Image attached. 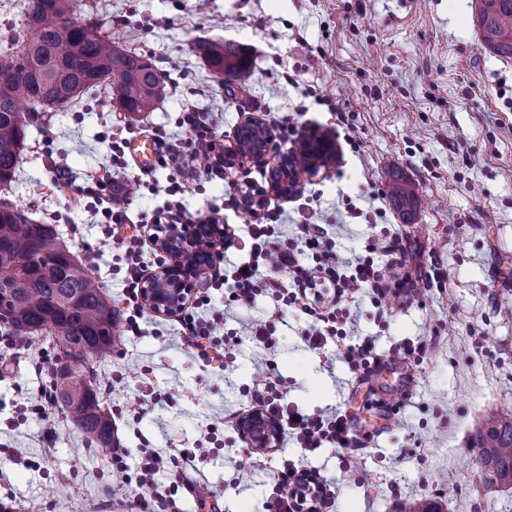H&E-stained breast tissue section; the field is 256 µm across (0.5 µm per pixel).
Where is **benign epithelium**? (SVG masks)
Listing matches in <instances>:
<instances>
[{
    "mask_svg": "<svg viewBox=\"0 0 512 512\" xmlns=\"http://www.w3.org/2000/svg\"><path fill=\"white\" fill-rule=\"evenodd\" d=\"M258 131L261 141L255 150L241 149L239 141L224 148V170L233 169L240 157L262 158L273 150V137L261 120L249 117L238 126V130ZM288 157L275 160L279 172L272 175L267 187L258 188L242 197V203L249 211L258 212L274 197L286 200L297 195L302 182L287 167ZM147 230L153 231V238L164 243L168 250V263L162 265L142 286V296L148 308L157 315L175 316L186 306L192 293L194 282L212 267L214 254L201 243H213L226 236L222 224H150ZM240 434L247 447L255 453H264L278 447L281 430L278 424L263 416L255 409L240 423Z\"/></svg>",
    "mask_w": 512,
    "mask_h": 512,
    "instance_id": "7a95c632",
    "label": "benign epithelium"
}]
</instances>
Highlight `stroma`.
I'll return each instance as SVG.
<instances>
[{
	"label": "stroma",
	"instance_id": "obj_1",
	"mask_svg": "<svg viewBox=\"0 0 512 512\" xmlns=\"http://www.w3.org/2000/svg\"><path fill=\"white\" fill-rule=\"evenodd\" d=\"M114 45L151 57L170 90L154 111L130 119L105 107L92 89L63 112L33 123L11 189L0 192L32 220L55 227L77 259L101 236L73 192L57 187L50 157L62 154L77 173L103 172L113 140L177 133L192 106L210 116L231 143L246 116L270 123L291 113L290 141L273 154L239 159L231 176L202 181L185 198L189 211L212 214L236 234L251 219L233 200L245 184L266 185L273 160L295 151L310 132L328 135L336 161L305 178L301 193L269 211L291 235L302 211L331 225L336 249L363 251L371 240L397 237L390 265L420 293L382 310L369 297L350 308L354 332L377 339L386 353L403 341L435 337L422 364L403 359L387 383L358 384L333 345L312 349L301 336L307 318L292 312L290 329L265 354L251 341L231 344L232 372L202 369L178 332L176 318L146 312L139 335L121 333L110 356L95 362L112 444L87 443L81 430L50 406L55 441L32 414L28 393L47 382L41 355L57 357L51 339L19 337L0 357V500L14 512H129V468L112 451L204 450L199 478L221 512H267L273 486L266 471L281 460L335 476L333 512H395L399 502H439L443 512H512V488L488 486L470 465L477 429L492 411L512 412V59L485 48L472 0H84ZM170 18L161 26L160 18ZM232 42L251 63L248 86L221 88L196 44ZM293 83H286V76ZM344 121H337V113ZM412 185L410 211L398 209L390 179ZM370 195L382 219L350 217L345 197ZM446 286L422 292L431 265ZM226 332L277 316L280 302L225 305ZM271 356L288 400L306 413L346 411L369 447L356 470L336 451L303 454L295 444L250 452L232 421L249 408L259 358ZM400 412L388 411L395 390ZM224 420L217 439L208 424Z\"/></svg>",
	"mask_w": 512,
	"mask_h": 512
}]
</instances>
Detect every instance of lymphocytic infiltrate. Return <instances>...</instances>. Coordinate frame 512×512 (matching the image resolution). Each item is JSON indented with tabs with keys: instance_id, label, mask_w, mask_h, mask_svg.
<instances>
[{
	"instance_id": "f902f5d3",
	"label": "lymphocytic infiltrate",
	"mask_w": 512,
	"mask_h": 512,
	"mask_svg": "<svg viewBox=\"0 0 512 512\" xmlns=\"http://www.w3.org/2000/svg\"><path fill=\"white\" fill-rule=\"evenodd\" d=\"M177 124L185 132L177 139L164 129H155L153 138L159 147L156 164L170 169L172 176L165 189L167 199L163 208L153 218L157 224H195L197 214L188 211L185 194L196 186L186 180V165L193 160L198 148H206L213 158L208 176L219 177L224 173V147L216 137L211 119L204 113L191 109L181 112ZM128 167L125 145L112 144V165L104 176L74 177L64 157L52 161V172L58 185L73 190L77 201L83 202L105 240L118 236L127 223L128 214L117 199L121 188L120 178ZM281 215L266 214L259 222L246 225L249 248L246 261L233 265L221 276L213 277L212 286L224 292L227 302L248 305L261 295H273L284 306L310 317L311 322L303 335L308 345L324 348L334 343L336 353L348 365L356 380L368 383L386 364L373 337L359 336L353 332L348 304L357 302L363 295H370L375 302H382L388 291L386 271L380 257L391 255L398 241L389 236L373 240L363 254L349 258L339 256L336 242L329 229L313 221L310 214H302L294 235L281 234L278 225ZM117 261L124 269V296L128 315L125 319L128 332L139 333V321L145 315L141 299V286L145 280L146 263L137 245H126ZM326 282L331 298H324L319 282ZM326 289V290H327ZM209 295H197L193 306L179 316L180 332L187 341L194 358L201 367L219 365L232 371L234 359L219 330L224 323L221 312H212L209 318L199 317L197 307L209 304ZM262 380L251 396L255 407L265 410L276 419L283 436L292 440L305 452H314L324 445H332L343 464L359 460L368 447V440L358 433L351 418L342 411L307 414L287 401V390L278 389L274 379V364L265 361L260 366ZM172 462L170 455L140 449L139 462L133 474L134 496L130 503L133 512H154L156 504L175 508L178 491L196 494L200 503H207L200 494L199 483L182 479L164 487L158 477ZM270 476L276 489L275 512H326L331 506L335 486L334 477L305 469L302 463L283 461L271 469Z\"/></svg>"
}]
</instances>
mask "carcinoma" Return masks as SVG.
<instances>
[{
  "instance_id": "carcinoma-1",
  "label": "carcinoma",
  "mask_w": 512,
  "mask_h": 512,
  "mask_svg": "<svg viewBox=\"0 0 512 512\" xmlns=\"http://www.w3.org/2000/svg\"><path fill=\"white\" fill-rule=\"evenodd\" d=\"M26 38L0 53V188L16 180L27 129L38 118L66 110L86 90L103 88L121 112H151L166 94L165 80L144 56L112 45L96 20L77 21L83 0H21ZM485 46L512 58V0H475ZM202 55L226 82L246 84L250 63L221 42H202ZM4 329L49 330L73 349L74 368L54 373L56 401L86 440L104 445L111 426L85 373L88 358L112 353L118 320L91 273L58 240L55 229L32 224L17 206L0 203V308ZM476 464L492 485L512 486V413H491L478 429Z\"/></svg>"
}]
</instances>
